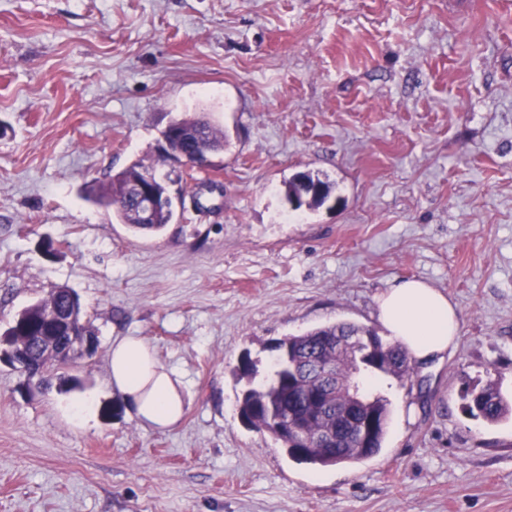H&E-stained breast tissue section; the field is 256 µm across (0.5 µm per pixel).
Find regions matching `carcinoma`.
<instances>
[{
  "instance_id": "1",
  "label": "carcinoma",
  "mask_w": 512,
  "mask_h": 512,
  "mask_svg": "<svg viewBox=\"0 0 512 512\" xmlns=\"http://www.w3.org/2000/svg\"><path fill=\"white\" fill-rule=\"evenodd\" d=\"M170 136L169 149L189 158L196 155L205 158L224 148V131L208 121L181 117L168 124ZM152 166L143 160L110 175L108 180L90 186V194L95 202L107 208L118 202V198H127L126 207L115 209L113 213L135 233H159L171 223L174 210L171 205H162L154 213L150 224L138 222L136 203L133 199V181L143 168ZM373 329L351 322H338L313 328L301 335L288 336L279 340L280 347L289 350L293 369L274 368L257 385H248L242 392L239 411L248 416L249 425L269 433L279 442L289 458L306 464L328 467L332 465L327 458L325 448H305L297 452L289 448V439L282 432L287 425H296L304 429L309 441L319 436L321 428H336V410L344 409L350 398V383L365 372L382 373L399 382L412 378L414 367L406 347L400 343H387L375 336L373 351L362 358L355 352L336 353L332 345L336 335L370 334ZM321 352L328 358L336 374V380L344 383L336 393L334 402L319 420L309 417L310 395L319 388L317 377L309 370L311 357ZM465 410L472 416L481 417L488 422H497L512 413V406L504 400L500 392L487 385L480 389L466 387L463 390ZM374 415L382 422L374 431L368 447L358 448L354 444L346 445L336 451V463H358L378 455L383 448L390 410L389 402L382 395L372 396V402L357 408L355 420Z\"/></svg>"
}]
</instances>
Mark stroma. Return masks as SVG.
Returning a JSON list of instances; mask_svg holds the SVG:
<instances>
[{"label":"stroma","mask_w":512,"mask_h":512,"mask_svg":"<svg viewBox=\"0 0 512 512\" xmlns=\"http://www.w3.org/2000/svg\"><path fill=\"white\" fill-rule=\"evenodd\" d=\"M180 116L224 150L133 234L84 192ZM300 172L332 202L292 212ZM404 279L448 295L457 346L376 379L378 456L299 463L244 424L242 355L263 375L284 337L379 328ZM57 287L99 350L42 392L0 363V512H512V418L462 399L491 381L512 401V0H0V330ZM123 336L182 376L177 428L113 394ZM84 393L82 429L61 407Z\"/></svg>","instance_id":"35a3bbf8"}]
</instances>
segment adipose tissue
Masks as SVG:
<instances>
[{
	"instance_id": "adipose-tissue-1",
	"label": "adipose tissue",
	"mask_w": 512,
	"mask_h": 512,
	"mask_svg": "<svg viewBox=\"0 0 512 512\" xmlns=\"http://www.w3.org/2000/svg\"><path fill=\"white\" fill-rule=\"evenodd\" d=\"M378 320L410 354L426 362L453 349L458 316L442 291L418 279L403 280L377 298ZM109 383L128 412L146 428H177L188 406L186 391L176 373L163 365L142 338L127 336L113 343Z\"/></svg>"
}]
</instances>
